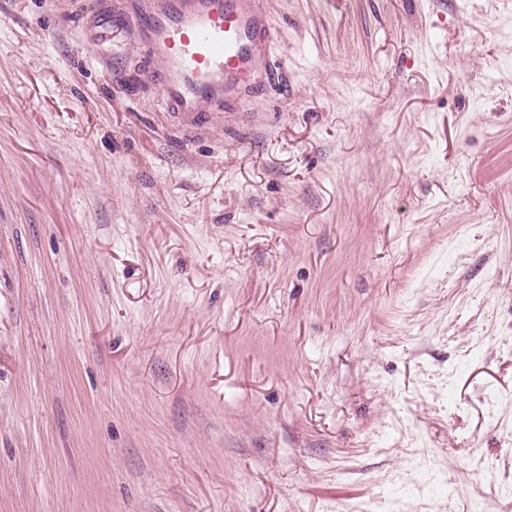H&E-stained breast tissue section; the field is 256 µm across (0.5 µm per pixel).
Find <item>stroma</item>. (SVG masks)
<instances>
[{"instance_id":"stroma-1","label":"stroma","mask_w":512,"mask_h":512,"mask_svg":"<svg viewBox=\"0 0 512 512\" xmlns=\"http://www.w3.org/2000/svg\"><path fill=\"white\" fill-rule=\"evenodd\" d=\"M261 8L196 125L0 0V512H512V0Z\"/></svg>"}]
</instances>
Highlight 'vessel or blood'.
I'll return each instance as SVG.
<instances>
[{
  "instance_id": "vessel-or-blood-1",
  "label": "vessel or blood",
  "mask_w": 512,
  "mask_h": 512,
  "mask_svg": "<svg viewBox=\"0 0 512 512\" xmlns=\"http://www.w3.org/2000/svg\"><path fill=\"white\" fill-rule=\"evenodd\" d=\"M254 0H145L147 55L163 60L162 92L186 114L204 115L227 80H248L271 41Z\"/></svg>"
}]
</instances>
